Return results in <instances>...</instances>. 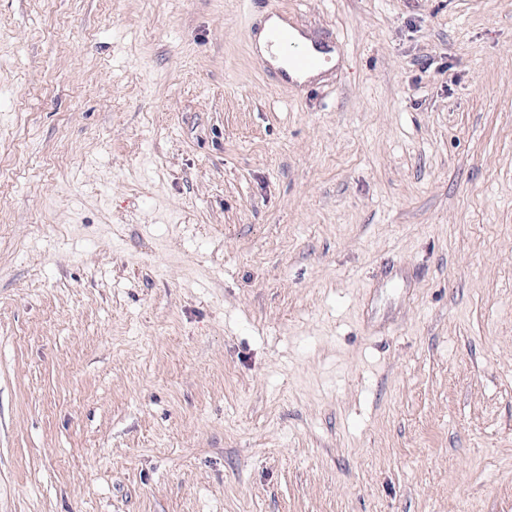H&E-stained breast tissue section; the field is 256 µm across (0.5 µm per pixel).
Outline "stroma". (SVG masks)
<instances>
[{
  "instance_id": "stroma-1",
  "label": "stroma",
  "mask_w": 512,
  "mask_h": 512,
  "mask_svg": "<svg viewBox=\"0 0 512 512\" xmlns=\"http://www.w3.org/2000/svg\"><path fill=\"white\" fill-rule=\"evenodd\" d=\"M0 169V512H512V0H0ZM286 24L287 23L285 21L276 16L263 21L261 23L260 30L255 37L254 50L276 70H280L282 68L288 73L289 67L290 69L299 71H290L293 80H299L302 82L309 78L319 76L325 69L322 65L327 61V59L313 55L305 46L301 45L297 41L298 39L305 43L312 51H317L318 49L311 43L310 39L298 31H295V36V29L289 24L288 27L273 29L270 33L272 28L285 26ZM269 33L271 42L284 53L288 61V67L285 64L282 55L270 44Z\"/></svg>"
}]
</instances>
